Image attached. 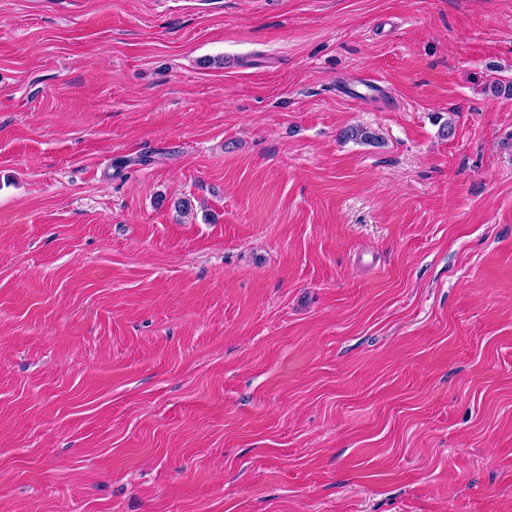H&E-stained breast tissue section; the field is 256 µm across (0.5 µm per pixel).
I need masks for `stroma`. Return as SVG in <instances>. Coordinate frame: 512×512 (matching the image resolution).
<instances>
[{"instance_id": "stroma-1", "label": "stroma", "mask_w": 512, "mask_h": 512, "mask_svg": "<svg viewBox=\"0 0 512 512\" xmlns=\"http://www.w3.org/2000/svg\"><path fill=\"white\" fill-rule=\"evenodd\" d=\"M495 79L512 0H0V512H512Z\"/></svg>"}]
</instances>
